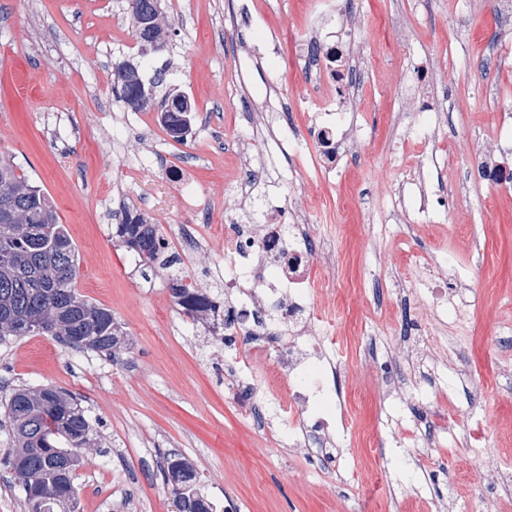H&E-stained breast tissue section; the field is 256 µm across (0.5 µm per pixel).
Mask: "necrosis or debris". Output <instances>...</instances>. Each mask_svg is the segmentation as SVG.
<instances>
[{"instance_id":"1","label":"necrosis or debris","mask_w":512,"mask_h":512,"mask_svg":"<svg viewBox=\"0 0 512 512\" xmlns=\"http://www.w3.org/2000/svg\"><path fill=\"white\" fill-rule=\"evenodd\" d=\"M352 4L319 0L314 32L297 52L299 81L316 110L298 138L309 145L307 162L324 182L343 175L371 139L354 113L335 109L364 84L361 26ZM507 126L512 128V113H500L475 151L472 169L477 180L506 194L512 192V146L502 144ZM288 185L290 204L267 200L262 221L225 227L224 251L214 261L224 273V367L231 392L254 424L266 428L265 405L276 401L287 416L289 452L337 472L346 430L321 403L344 365L325 346L316 320V306L325 299L323 276L336 267V240L311 222L308 211L292 205L308 196L309 182L293 177ZM389 265V254L380 255L370 288L375 305L399 312L398 330L386 339L396 360L379 361L375 339L364 336L362 362L374 377V394L405 405L414 425L429 424L415 443L419 458L426 459L442 433L458 428V412L444 409L441 395L417 398L401 366L447 368L456 339L439 328L449 314L469 309L473 269L444 260L416 267V294Z\"/></svg>"}]
</instances>
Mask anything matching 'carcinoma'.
<instances>
[{
    "mask_svg": "<svg viewBox=\"0 0 512 512\" xmlns=\"http://www.w3.org/2000/svg\"><path fill=\"white\" fill-rule=\"evenodd\" d=\"M134 2L137 13L130 14L131 19L153 18L148 36L163 38L166 19L157 10L161 0H126ZM122 71L113 89L129 104L142 79L133 68ZM116 235L141 266L170 267L171 261L160 259L157 225L143 214L121 211ZM77 273L76 247L49 198L18 166L0 158V342L34 334L32 323L39 322L41 333L73 348L114 354L120 348V325L110 309L78 293ZM171 290L175 304L192 320L215 317L214 301L181 274L172 275ZM4 416L11 448L0 463L13 471L28 512H77L73 476L93 436L81 403L58 388H15L5 402ZM163 474L177 512H213L184 458L167 455Z\"/></svg>",
    "mask_w": 512,
    "mask_h": 512,
    "instance_id": "obj_1",
    "label": "carcinoma"
}]
</instances>
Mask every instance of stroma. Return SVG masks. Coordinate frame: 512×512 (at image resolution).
<instances>
[{
    "label": "stroma",
    "instance_id": "obj_1",
    "mask_svg": "<svg viewBox=\"0 0 512 512\" xmlns=\"http://www.w3.org/2000/svg\"><path fill=\"white\" fill-rule=\"evenodd\" d=\"M313 0H163L168 21L165 47L141 55L124 0H0V157L11 159L55 203L59 221L76 246V288L109 308L124 327L116 355L75 351L60 339L38 334L0 343V397L14 388L53 385L76 395L96 433L75 473L79 512H176L161 467L166 453L185 457L200 486L236 512H401L414 486L426 497L441 494L465 502L469 512H512V488L482 491L468 469V449L453 435L425 461L409 455L406 435L379 447L362 434L408 422L406 409L379 403L368 384L353 387L359 345L336 344L346 364L337 384L352 390L346 415L349 462L376 468L368 482L315 472L299 483L305 462L280 446L288 426L272 416L273 436L262 441L244 419L228 389L224 353L207 338L208 323L177 331L172 271L190 276L214 301L223 302L224 282L212 260L224 249V199L235 174L238 143L251 139L244 117L248 99L270 98L288 110L273 131L279 138L309 124L314 112L295 103L296 50L306 37ZM364 31L367 87L352 111L365 115L372 140L360 164L319 185L309 198L340 254L330 275L336 290L326 309L330 324L358 325L378 333L393 326L391 313L377 314L357 291L375 257L364 239L394 250V262L412 274L413 262L451 259L467 263L457 241L477 239L483 265L472 279L477 301L463 319H449L458 348L449 368L468 366L484 390L480 412L485 443L495 461L512 463V380L500 373L512 344L495 342L512 327V197L469 178L468 162L498 113L512 110V10L502 0H482L478 10L457 9L451 0H356ZM276 33L264 57L244 53L242 40ZM448 68L445 84L431 92L443 103L446 124L437 156L453 158L456 184L427 165L429 189L447 195L449 213L434 217L433 239H410L389 221V197L377 184V169L393 159H414L417 139L394 128L401 108L403 71ZM140 66L143 79L165 69L164 90L192 103V136L174 141L155 113L137 121L112 92L116 67ZM154 154L149 166L142 154ZM132 207L157 224L160 237L175 239L181 225H207L210 252L186 256L171 247L172 269L143 271L137 257L115 237V214ZM373 225L363 228L362 215Z\"/></svg>",
    "mask_w": 512,
    "mask_h": 512
}]
</instances>
